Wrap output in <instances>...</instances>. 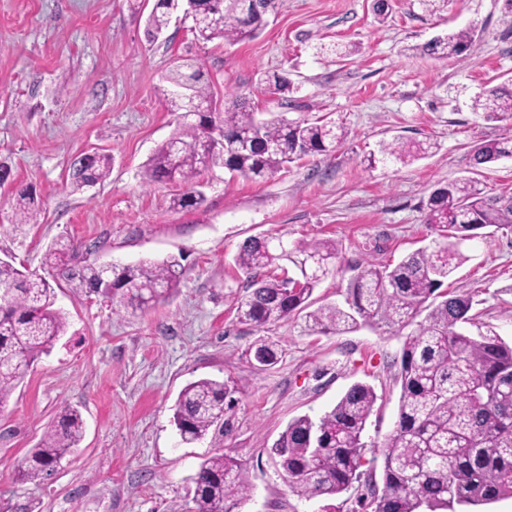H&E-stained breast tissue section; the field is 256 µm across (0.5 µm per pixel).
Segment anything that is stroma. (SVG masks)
<instances>
[{
    "label": "stroma",
    "mask_w": 512,
    "mask_h": 512,
    "mask_svg": "<svg viewBox=\"0 0 512 512\" xmlns=\"http://www.w3.org/2000/svg\"><path fill=\"white\" fill-rule=\"evenodd\" d=\"M255 39L202 43L172 20L158 40L130 0H0V258L44 277L68 328L0 408V512H189L192 479L212 455L209 441L182 443L174 405L188 383L244 385L228 417L224 450L242 460L251 489L236 512H362L352 488L325 503L293 493L269 450L288 422L330 411L360 382L378 396L364 439L366 470L383 475L377 450L394 429L404 337L362 325L310 330L304 315L257 329L239 322L236 298L248 279L234 264L250 237L289 246L339 242L338 271L315 288L313 307L344 305L357 267L397 263L428 244L422 205L432 188L461 177L485 194L512 192V159L473 167L472 148L497 139L506 121L474 103L493 86L512 87V5L507 0H273ZM474 28L475 51L452 59L425 44ZM342 43L338 58L326 46ZM177 57L196 59L216 98L244 100L257 116L328 121L345 132L325 155L274 175L245 179L223 166L199 177L205 201L177 209L176 182L146 184L157 147L175 133L162 75ZM287 79L285 91L268 80ZM428 140L431 155L409 165L368 168L366 157L394 138ZM112 157L100 186L70 188L71 163ZM31 187L37 223L16 228L13 198ZM116 267L183 256L179 291L146 312H116L47 261L50 248ZM467 261L445 284L471 292L481 327L512 342V226L482 229L464 245ZM260 338L282 356L251 361ZM84 422L78 450L43 482L18 480L17 464L64 408Z\"/></svg>",
    "instance_id": "35a3bbf8"
}]
</instances>
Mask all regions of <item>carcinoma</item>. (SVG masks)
<instances>
[{"instance_id": "carcinoma-1", "label": "carcinoma", "mask_w": 512, "mask_h": 512, "mask_svg": "<svg viewBox=\"0 0 512 512\" xmlns=\"http://www.w3.org/2000/svg\"><path fill=\"white\" fill-rule=\"evenodd\" d=\"M271 0H197L192 31L197 40L222 38L234 44L250 40L266 26ZM182 0H157L146 19L147 35L163 31ZM474 50L473 30L452 32L424 47L429 55L457 57ZM165 100L182 114L176 133L161 144L146 165L148 182L179 181L186 190L173 199L177 208L204 202L197 176L222 164L244 178L277 173L286 163L336 148L345 132L326 123L289 121L270 114L256 118L235 99L214 112L186 115L189 101L212 104L214 95L197 63L183 59L164 76ZM477 109L492 119L512 116V93L500 87L485 91ZM433 143L408 145L398 139L382 145V160L406 164L429 152ZM512 158V130L479 144L476 166ZM111 173V158L96 154L73 164L70 186L81 191L101 184ZM35 200L27 188L16 192L18 224L34 218ZM431 243L398 263H369L350 282L348 308L319 307L306 318L321 333L350 331L359 325L408 326L400 357L401 396L395 429L381 444L382 484L364 477L363 434L377 395L353 384L338 403L317 419L300 416L288 423L271 447L288 486L301 497L332 498L364 482L361 499L371 512H466L471 506L512 497V344L488 329L473 336L472 296L462 290L430 301L465 261L460 245L477 230L512 225V195L487 197L476 182L461 178L439 184L425 204ZM339 243L313 240L288 248L282 240L251 238L234 256L251 279V291L236 301L240 322L262 329L310 306L317 284L336 269ZM286 259L297 277L257 279L258 271ZM66 279L87 293L112 299L117 310L144 311L179 290L183 266L176 257L109 270L77 264L65 268ZM67 329L54 308L49 284L0 259V406L10 398L30 367L50 353ZM248 355L263 366L275 365L279 351L263 339ZM244 392L234 380L200 379L186 385L176 401L173 422L185 443L211 438L219 452L204 459L193 477L191 512H233L250 488L246 465L224 447L225 414ZM83 420L66 408L57 424L30 450L16 471L22 481L46 478L79 446Z\"/></svg>"}]
</instances>
